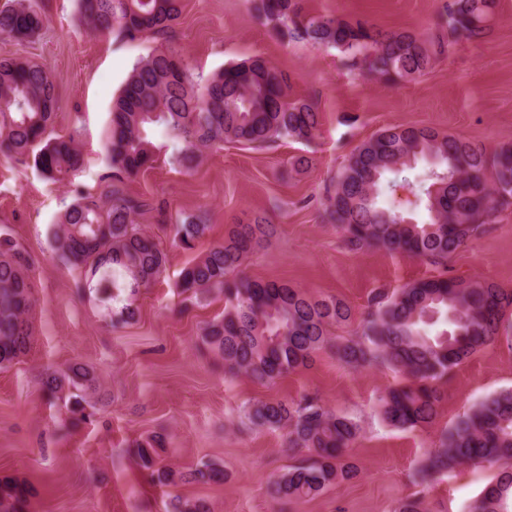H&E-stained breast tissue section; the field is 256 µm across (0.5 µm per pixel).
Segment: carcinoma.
<instances>
[{
    "instance_id": "1",
    "label": "carcinoma",
    "mask_w": 512,
    "mask_h": 512,
    "mask_svg": "<svg viewBox=\"0 0 512 512\" xmlns=\"http://www.w3.org/2000/svg\"><path fill=\"white\" fill-rule=\"evenodd\" d=\"M249 10L281 42H306L339 50L350 66L378 80L412 79L423 74L459 39L484 38L496 0H449L436 16L433 32L381 30L365 20L313 14L302 0H247ZM78 21L96 34L134 39L165 32L179 19L182 0H77ZM45 23L39 0H12L0 8V34L20 43L38 37ZM57 101L55 82L41 65L23 58L0 60V156L33 159L40 173L64 183L84 166L78 131L52 133ZM321 124L315 103L292 99L287 78L257 55L230 64L199 86L184 56L174 49L141 60L116 99L105 145L112 185L101 195L82 196L52 225L50 246L62 265L85 271L83 291L112 305V325L137 314L141 291L164 272L167 254L136 224L147 207L129 194L124 180L153 166L161 152L186 170L207 150L226 141L262 149L282 140L311 143ZM425 163L412 183L430 220L412 223L402 212L379 205L383 178ZM512 203V146L488 153L455 136L431 129L392 126L362 142L345 160L325 196L322 219L343 234L354 253L372 250L407 253L443 265L484 231L498 208ZM204 212L169 226L173 240L190 248L209 228ZM276 226L256 215L232 225L184 267L176 288L186 299L224 295V314L208 323L199 343L229 376L259 384L308 366L322 351L351 368L384 367L406 382L379 397L384 419L399 428L434 422L440 380L474 352L507 330L512 292L493 283L437 276L404 285L392 294L374 293L355 336L343 341L330 327L346 323L351 308L334 296H311L286 282L255 280L244 266ZM28 256L0 228V368L25 355L32 345L29 314L34 298ZM446 329L431 334V327ZM41 389L73 413L90 418L86 396L95 378L79 361L62 372L47 370ZM256 428L284 429L288 447L311 457L272 481L278 502L313 498L350 479L343 455L360 433L352 418L324 406L314 396L259 401L245 412ZM166 436L155 433L135 444L141 468L159 485L219 483L224 471L210 462L187 470L159 465ZM495 465L498 474L467 512H512V389L488 396L444 430L435 448L416 468L413 480L428 485L466 464ZM30 488L0 482V512H28ZM167 512H211L203 499L169 498Z\"/></svg>"
}]
</instances>
